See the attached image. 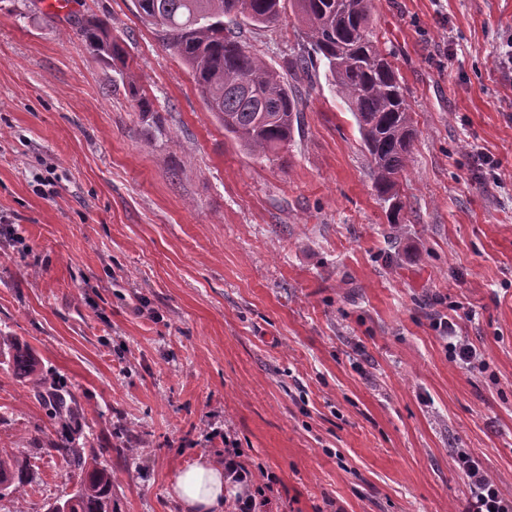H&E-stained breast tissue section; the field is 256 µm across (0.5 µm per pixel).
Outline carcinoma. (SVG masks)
Here are the masks:
<instances>
[{
    "mask_svg": "<svg viewBox=\"0 0 512 512\" xmlns=\"http://www.w3.org/2000/svg\"><path fill=\"white\" fill-rule=\"evenodd\" d=\"M309 50L287 61L296 81L312 80L318 62L325 76L347 104L369 156L375 190L391 195L410 162L417 135L390 56L378 46L370 27L371 0H292ZM139 17L160 34L162 43L189 69L209 111L224 133L240 146L270 158L290 145L299 129V101L290 84L224 26V18L243 16L257 27L276 24L282 0H135ZM83 33L98 54L119 52L106 23L88 20ZM0 361L37 388L44 389L46 410L54 419L66 418L72 433L79 430V410L66 404L61 391L48 386L29 349L8 344ZM65 463L80 472V482L67 498H57L47 512H113L112 469L83 456L74 436L53 445ZM26 464L0 455V498L25 494Z\"/></svg>",
    "mask_w": 512,
    "mask_h": 512,
    "instance_id": "obj_1",
    "label": "carcinoma"
}]
</instances>
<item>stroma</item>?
Masks as SVG:
<instances>
[{"label": "stroma", "instance_id": "35a3bbf8", "mask_svg": "<svg viewBox=\"0 0 512 512\" xmlns=\"http://www.w3.org/2000/svg\"><path fill=\"white\" fill-rule=\"evenodd\" d=\"M45 2L0 0V336L65 386L114 512H184L172 482L223 463L216 428L276 477L273 512H463L453 448L512 496V74L494 64L512 0H373L418 130L395 224L324 74L293 83L301 127L268 161L225 135L134 0ZM92 16L119 57H91ZM239 28L282 75L306 47L289 6ZM456 303L484 371L433 327ZM66 434L0 368V453L29 465L0 512L73 492L45 450Z\"/></svg>", "mask_w": 512, "mask_h": 512}]
</instances>
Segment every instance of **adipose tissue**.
I'll list each match as a JSON object with an SVG mask.
<instances>
[{
  "mask_svg": "<svg viewBox=\"0 0 512 512\" xmlns=\"http://www.w3.org/2000/svg\"><path fill=\"white\" fill-rule=\"evenodd\" d=\"M236 487L224 480L223 467L206 461L182 468L172 486V495L187 512H225Z\"/></svg>",
  "mask_w": 512,
  "mask_h": 512,
  "instance_id": "1",
  "label": "adipose tissue"
}]
</instances>
